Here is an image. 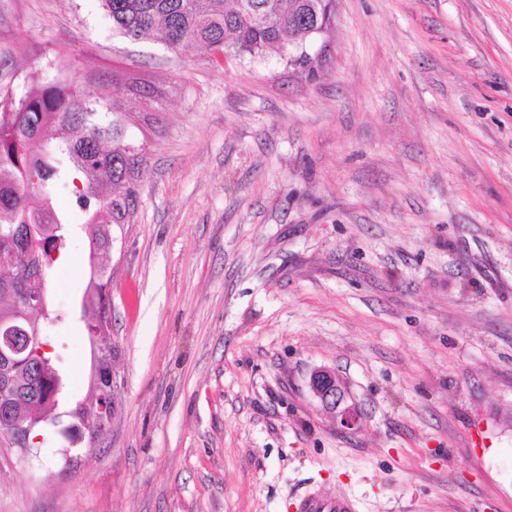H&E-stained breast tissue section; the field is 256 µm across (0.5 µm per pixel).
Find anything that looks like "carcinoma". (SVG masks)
Wrapping results in <instances>:
<instances>
[{
  "instance_id": "carcinoma-1",
  "label": "carcinoma",
  "mask_w": 512,
  "mask_h": 512,
  "mask_svg": "<svg viewBox=\"0 0 512 512\" xmlns=\"http://www.w3.org/2000/svg\"><path fill=\"white\" fill-rule=\"evenodd\" d=\"M112 28L130 40L155 36L177 54L199 49L212 56L246 49L259 55L309 38L315 0H100ZM32 92L18 98L0 90V253H26L31 238L45 242L40 260L50 269L67 254L68 216L54 207L60 188L85 218L90 277L82 308L89 336L98 335L106 279L121 225L131 223L146 169L142 146L128 140L124 122L98 112L102 92L76 91L72 82L29 76ZM56 257H51V254ZM27 266H0V321L19 314L5 291L42 286ZM13 374L22 393L15 417L30 429L27 445L55 424L53 377L32 358Z\"/></svg>"
}]
</instances>
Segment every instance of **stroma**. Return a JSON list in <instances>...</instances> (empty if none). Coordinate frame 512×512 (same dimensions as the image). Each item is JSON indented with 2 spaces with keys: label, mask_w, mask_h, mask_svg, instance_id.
<instances>
[{
  "label": "stroma",
  "mask_w": 512,
  "mask_h": 512,
  "mask_svg": "<svg viewBox=\"0 0 512 512\" xmlns=\"http://www.w3.org/2000/svg\"><path fill=\"white\" fill-rule=\"evenodd\" d=\"M319 77L0 0V88L60 59L146 152L107 274L114 416L0 446V512H512V0H336ZM88 233L48 273L91 398ZM336 370L359 426L308 388ZM300 512H356L357 504L350 498H326L310 493L301 500Z\"/></svg>",
  "instance_id": "35a3bbf8"
}]
</instances>
